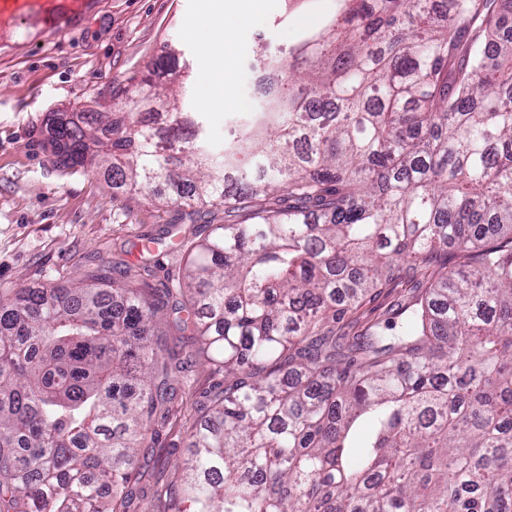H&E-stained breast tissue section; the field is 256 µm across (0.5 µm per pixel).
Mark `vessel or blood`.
<instances>
[{
    "mask_svg": "<svg viewBox=\"0 0 512 512\" xmlns=\"http://www.w3.org/2000/svg\"><path fill=\"white\" fill-rule=\"evenodd\" d=\"M90 4L91 0H0V27L20 22L55 34L67 20L86 13Z\"/></svg>",
    "mask_w": 512,
    "mask_h": 512,
    "instance_id": "vessel-or-blood-1",
    "label": "vessel or blood"
}]
</instances>
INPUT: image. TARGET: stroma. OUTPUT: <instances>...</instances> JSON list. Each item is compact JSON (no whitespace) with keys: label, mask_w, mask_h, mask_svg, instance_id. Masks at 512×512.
Returning <instances> with one entry per match:
<instances>
[{"label":"stroma","mask_w":512,"mask_h":512,"mask_svg":"<svg viewBox=\"0 0 512 512\" xmlns=\"http://www.w3.org/2000/svg\"><path fill=\"white\" fill-rule=\"evenodd\" d=\"M214 0H96L62 33L20 27L0 32V289L65 286L91 263L140 264L139 235L157 234L177 206L113 200L101 173L58 168L46 143L45 119L57 111L105 112L120 88L141 83L166 47L190 64L178 85L186 111L204 112L211 149L224 150L237 106L251 100L254 49L287 54L304 32L319 30L336 0H311L287 12L285 0H261L244 21L227 62L236 75L235 104L204 111L200 80L210 66L214 36L189 20Z\"/></svg>","instance_id":"obj_1"}]
</instances>
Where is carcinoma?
I'll use <instances>...</instances> for the list:
<instances>
[{
    "instance_id": "1",
    "label": "carcinoma",
    "mask_w": 512,
    "mask_h": 512,
    "mask_svg": "<svg viewBox=\"0 0 512 512\" xmlns=\"http://www.w3.org/2000/svg\"><path fill=\"white\" fill-rule=\"evenodd\" d=\"M336 0L224 155L167 86L140 112H51L63 169L191 220L182 271L85 270L0 289V512H135V461L191 370L217 381L184 428L179 512H512V0ZM399 296L365 322L386 288ZM166 343L169 348L176 352H191L193 354V366L192 370L193 377L195 379L194 390L196 389L198 392L202 391L212 382V378H209V369L204 364L203 358L196 355V346L192 344V340L186 338V336H178L174 331L170 333L169 336H165Z\"/></svg>"
}]
</instances>
